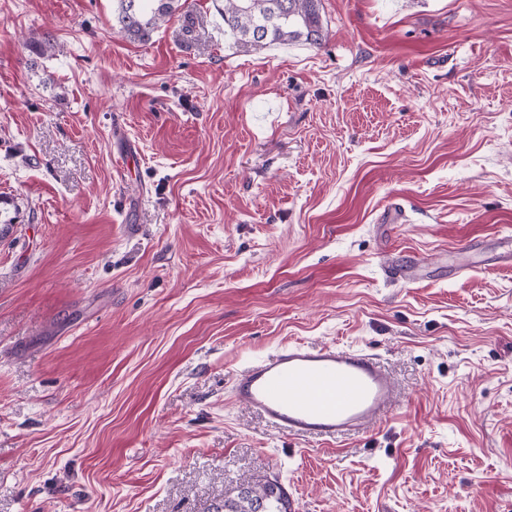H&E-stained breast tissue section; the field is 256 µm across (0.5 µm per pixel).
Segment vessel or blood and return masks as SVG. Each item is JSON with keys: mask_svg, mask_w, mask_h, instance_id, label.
Returning <instances> with one entry per match:
<instances>
[{"mask_svg": "<svg viewBox=\"0 0 512 512\" xmlns=\"http://www.w3.org/2000/svg\"><path fill=\"white\" fill-rule=\"evenodd\" d=\"M395 281L419 277L420 266L406 256L387 267ZM235 397L295 438H336L364 430L386 416L395 386L374 354L351 347L310 348L299 343L237 371Z\"/></svg>", "mask_w": 512, "mask_h": 512, "instance_id": "b4317fda", "label": "vessel or blood"}]
</instances>
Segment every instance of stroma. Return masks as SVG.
<instances>
[{
  "instance_id": "35a3bbf8",
  "label": "stroma",
  "mask_w": 512,
  "mask_h": 512,
  "mask_svg": "<svg viewBox=\"0 0 512 512\" xmlns=\"http://www.w3.org/2000/svg\"><path fill=\"white\" fill-rule=\"evenodd\" d=\"M223 6L141 44L112 0H0V512L262 476L293 512H512V0H321L322 44L263 48ZM287 342L378 354L394 409L286 435L231 386ZM422 265L406 256H399L387 267V275L394 281H413L420 276Z\"/></svg>"
}]
</instances>
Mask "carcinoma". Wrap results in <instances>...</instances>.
<instances>
[{"label": "carcinoma", "instance_id": "carcinoma-1", "mask_svg": "<svg viewBox=\"0 0 512 512\" xmlns=\"http://www.w3.org/2000/svg\"><path fill=\"white\" fill-rule=\"evenodd\" d=\"M319 2L224 0V36L240 46L318 45L324 38ZM181 7L182 0H112V21L129 39L146 44ZM216 512H291V502L277 480L263 477L225 498Z\"/></svg>", "mask_w": 512, "mask_h": 512}]
</instances>
